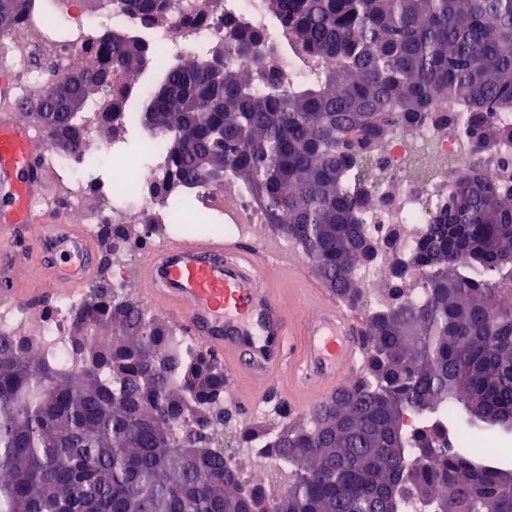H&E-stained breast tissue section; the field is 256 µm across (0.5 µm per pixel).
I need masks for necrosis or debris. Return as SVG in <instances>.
Returning a JSON list of instances; mask_svg holds the SVG:
<instances>
[{"mask_svg": "<svg viewBox=\"0 0 512 512\" xmlns=\"http://www.w3.org/2000/svg\"><path fill=\"white\" fill-rule=\"evenodd\" d=\"M228 13L246 27L274 30L262 0H225L223 13L184 36H173L180 16L171 14L170 30L155 32L153 44L163 54L192 53L198 37H223ZM114 20L129 28L139 25L135 16L108 4L94 13L77 10L74 0H54L48 11L36 9L15 30L0 36V74L6 78L0 102L18 107L33 89L47 90L59 83L76 65L74 48L91 46L96 30ZM111 122V113L90 115L89 141L102 163L98 169L88 166L84 155H63L44 143L53 193L41 204L66 223L85 225L90 234H101L107 224H139L138 235L126 247V259L109 267L113 287L121 288L129 262L164 238L176 216L160 201L163 164L136 166L118 143L102 136ZM471 168L492 185L511 187L512 145L478 151L455 126L431 120L396 126L384 136L362 171V181L374 198L365 234L379 248L375 260L361 270L366 286L374 290L371 302H378V288L390 283L395 256L409 251L423 226L433 221L448 193L450 171ZM189 199L195 213L217 234L249 237L265 222L261 209L230 178L223 186L191 191ZM76 305L70 299L40 317L39 341L53 348L62 363L70 360L67 330Z\"/></svg>", "mask_w": 512, "mask_h": 512, "instance_id": "1", "label": "necrosis or debris"}]
</instances>
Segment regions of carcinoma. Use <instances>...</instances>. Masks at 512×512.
I'll return each mask as SVG.
<instances>
[{
  "mask_svg": "<svg viewBox=\"0 0 512 512\" xmlns=\"http://www.w3.org/2000/svg\"><path fill=\"white\" fill-rule=\"evenodd\" d=\"M143 26L109 42L64 80L35 90L23 121L68 153L88 144V113L112 92L107 134L151 55V30L171 0H122ZM212 0H190L182 28ZM270 20L304 60L334 67L288 76L277 44L224 21L142 82L134 111L161 137L168 185H218L230 176L266 224L298 244L336 297L368 295L358 267L369 199L360 160L393 121L418 123L454 95L448 120L480 150L512 143L494 115L512 107V0H265ZM34 0H0V31ZM235 57H255L253 70ZM391 276L420 278L363 315L357 380L283 427L269 447L287 488L246 487L218 437L224 370L131 294L97 286L75 311L71 364L37 337L0 330V512H512V464L454 441L460 429L512 433V191L475 174L452 178L433 223L396 259Z\"/></svg>",
  "mask_w": 512,
  "mask_h": 512,
  "instance_id": "carcinoma-1",
  "label": "carcinoma"
}]
</instances>
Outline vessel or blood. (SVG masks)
<instances>
[{
    "label": "vessel or blood",
    "instance_id": "b4317fda",
    "mask_svg": "<svg viewBox=\"0 0 512 512\" xmlns=\"http://www.w3.org/2000/svg\"><path fill=\"white\" fill-rule=\"evenodd\" d=\"M0 174L14 175L12 199L0 205V236L30 223L28 200L46 171L25 126L0 116ZM35 252L46 275L23 281L13 251L0 250V304L43 293L74 290L96 276L94 244L54 214ZM273 263L248 247L209 239H170L148 256L140 271V293L164 309L206 351L231 371L248 370L262 381L263 398L274 396V377L288 374L321 399L353 372L362 352L360 331L334 299L319 297L299 322H290L265 280Z\"/></svg>",
    "mask_w": 512,
    "mask_h": 512
}]
</instances>
